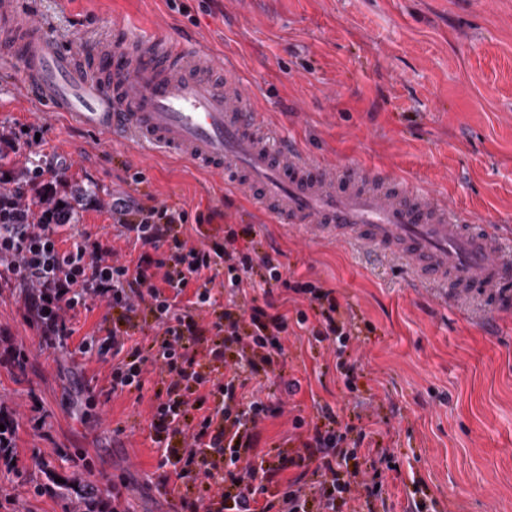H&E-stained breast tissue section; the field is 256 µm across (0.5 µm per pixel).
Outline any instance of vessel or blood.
I'll return each mask as SVG.
<instances>
[{
	"mask_svg": "<svg viewBox=\"0 0 512 512\" xmlns=\"http://www.w3.org/2000/svg\"><path fill=\"white\" fill-rule=\"evenodd\" d=\"M113 39L72 52L47 32L28 0H0V55L19 63L25 97L114 142L160 150L226 185L315 240L343 239L401 259L412 282L440 291L492 290L512 303V258L472 218L407 180L309 159L275 137L243 82L195 41L142 37L120 25Z\"/></svg>",
	"mask_w": 512,
	"mask_h": 512,
	"instance_id": "vessel-or-blood-1",
	"label": "vessel or blood"
}]
</instances>
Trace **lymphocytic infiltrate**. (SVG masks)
<instances>
[{
    "label": "lymphocytic infiltrate",
    "instance_id": "lymphocytic-infiltrate-1",
    "mask_svg": "<svg viewBox=\"0 0 512 512\" xmlns=\"http://www.w3.org/2000/svg\"><path fill=\"white\" fill-rule=\"evenodd\" d=\"M17 221L4 223L8 212ZM118 237L139 246L138 256L120 259L108 242L81 235L61 248V209L33 208L0 202V286L18 290L24 317L34 328L43 349L64 345L73 335L68 314L100 300L119 315L104 336L83 341L82 353L109 365L107 391L118 395L143 391L148 374L165 386L150 419L156 442L163 445L162 484L189 480L198 483L197 498H182L184 512H310V503L331 508L337 495L364 489L371 498L382 492L384 471L396 468L393 456L382 455L372 472L348 468L367 433L341 426L330 405L319 409V424L302 443L300 463L311 467L316 483L286 486L276 498L258 503L256 479L273 482L288 456L278 465L257 469L253 460L259 436L256 426L272 408L261 398L241 401L237 387L243 375L274 371L286 358L283 339L290 324L305 326L309 315L319 318L313 336L346 345L354 335L353 319H337L338 305L331 290L310 282H290L278 254L237 249L234 230L221 244L197 246L183 236L188 213L167 205L149 208L127 197L110 205ZM224 280L231 300L222 306L212 293ZM195 299L185 308L176 301L188 286ZM261 287L259 297L248 296ZM290 288L305 295L308 308L295 319L272 313L274 292ZM212 312L210 321L197 311ZM154 317L155 334L149 344L135 337L137 319ZM224 363L215 376L204 361Z\"/></svg>",
    "mask_w": 512,
    "mask_h": 512
}]
</instances>
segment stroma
<instances>
[{"instance_id":"35a3bbf8","label":"stroma","mask_w":512,"mask_h":512,"mask_svg":"<svg viewBox=\"0 0 512 512\" xmlns=\"http://www.w3.org/2000/svg\"><path fill=\"white\" fill-rule=\"evenodd\" d=\"M51 35L68 43L111 34L121 21L145 35H192L237 74L272 130L314 160L356 164L409 179L480 218L512 250V0H32ZM17 66L0 63V128L44 129L29 156L60 155L68 184L96 189L81 231L112 229L109 205L180 207L196 244L233 228L237 248L280 250L291 280L334 290L359 336L343 355L308 328L284 339L287 378L280 415L259 424L258 451L295 452L294 418L313 421L330 404L371 434L357 460L383 451L386 512H408L419 495L436 512H512V306L482 295L441 301L414 287L391 259L345 242L315 241L273 223L217 175L185 161L113 143L40 112L18 91ZM214 212L212 223L197 214ZM10 288H0V350L25 345L27 370L0 363V400L18 413V469L0 466V512H82L77 500L38 497L36 486L80 478L116 485L125 512H180L158 482L161 451L149 427L156 386L77 404V384L104 380L107 365L80 352L112 312L88 302L65 348L42 351ZM40 452L44 464L30 459Z\"/></svg>"}]
</instances>
